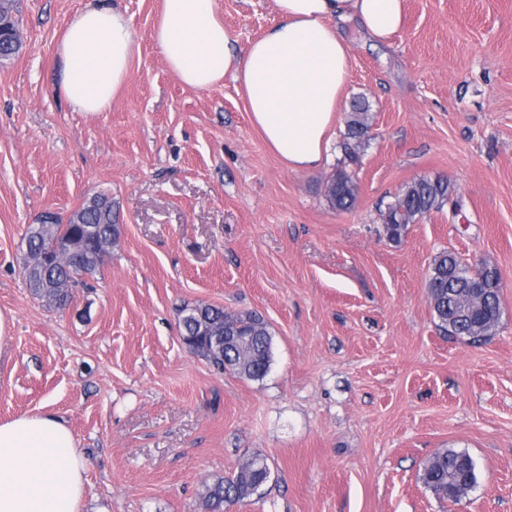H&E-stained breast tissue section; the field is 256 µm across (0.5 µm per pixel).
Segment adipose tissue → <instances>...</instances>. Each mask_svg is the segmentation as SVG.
<instances>
[{"label": "adipose tissue", "mask_w": 512, "mask_h": 512, "mask_svg": "<svg viewBox=\"0 0 512 512\" xmlns=\"http://www.w3.org/2000/svg\"><path fill=\"white\" fill-rule=\"evenodd\" d=\"M280 23L236 52L214 0H162L153 38L168 68L206 90L231 77L254 127L289 168L316 166L343 101L349 71L342 23L371 40L400 30L405 0H275ZM137 51L112 0H92L67 26L57 53L59 92L78 112L106 111ZM88 462L61 418L23 414L0 423V512H80Z\"/></svg>", "instance_id": "1"}]
</instances>
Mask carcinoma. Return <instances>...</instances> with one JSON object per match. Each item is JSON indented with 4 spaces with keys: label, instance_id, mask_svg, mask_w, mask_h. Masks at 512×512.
I'll list each match as a JSON object with an SVG mask.
<instances>
[{
    "label": "carcinoma",
    "instance_id": "1",
    "mask_svg": "<svg viewBox=\"0 0 512 512\" xmlns=\"http://www.w3.org/2000/svg\"><path fill=\"white\" fill-rule=\"evenodd\" d=\"M369 128V104L358 97L350 105L346 133L340 144L350 162H357L365 151ZM356 192L352 176L340 171L328 196L335 208L349 210L355 205ZM451 193L448 181L441 178L406 184L382 214L388 239L400 241L407 225L442 208ZM116 236L112 198L104 193L86 200L65 224L54 214L42 215L39 223L28 231L23 256L33 296L58 308L64 306L69 291L59 288V284H79L77 277L93 272L102 263ZM60 240L71 245L73 256L48 257L47 247ZM427 288L437 327L448 335L476 344L487 340L498 325L501 278L496 268L481 265L474 276L460 256L444 250L432 261ZM231 318L251 336L250 342L216 346L214 337L224 335V308L203 303L180 309L181 337L192 353L215 370L251 380L263 379L271 365L272 335L268 324L253 312L236 313ZM267 468V460L257 455L233 476L206 486L204 512H224L226 505L253 495L267 482ZM420 479L437 498L458 503L477 487L480 474L467 451L446 448L426 461Z\"/></svg>",
    "mask_w": 512,
    "mask_h": 512
}]
</instances>
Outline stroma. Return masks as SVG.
Wrapping results in <instances>:
<instances>
[{
    "instance_id": "stroma-1",
    "label": "stroma",
    "mask_w": 512,
    "mask_h": 512,
    "mask_svg": "<svg viewBox=\"0 0 512 512\" xmlns=\"http://www.w3.org/2000/svg\"><path fill=\"white\" fill-rule=\"evenodd\" d=\"M91 0H17L22 46L0 60V422L53 413L88 460L81 512H203L206 483L253 456L271 477L226 512H512V0H407L378 45L344 26L350 68L318 166L293 170L250 122L232 78L184 85L152 39L162 0H115L139 51L105 112L58 91L57 45ZM236 50L278 21L274 0H215ZM369 146L339 148L353 99ZM357 200L327 198L337 170ZM443 178L460 200L391 242L400 189ZM112 197L111 254L63 308L22 268L40 215ZM452 249L497 267L501 321L472 345L440 332L429 266ZM199 303L262 315L259 381L182 343ZM446 448L480 483L459 503L420 480Z\"/></svg>"
}]
</instances>
